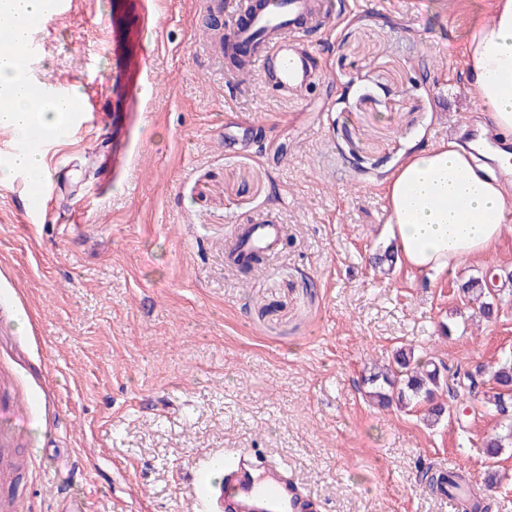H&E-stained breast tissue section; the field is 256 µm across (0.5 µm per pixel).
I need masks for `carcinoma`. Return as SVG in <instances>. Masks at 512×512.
Returning a JSON list of instances; mask_svg holds the SVG:
<instances>
[{"mask_svg": "<svg viewBox=\"0 0 512 512\" xmlns=\"http://www.w3.org/2000/svg\"><path fill=\"white\" fill-rule=\"evenodd\" d=\"M462 292L470 301L478 304V314L482 318H491L498 294L491 291L489 283L479 277L469 279ZM444 364H436L434 357L426 359L415 356L412 348H399L392 362L377 367L361 376V385L371 400L379 406L388 408L395 405L401 409H414L425 403L427 419L437 423L450 416L454 402L461 394L448 386L443 373ZM466 394L474 400L491 406V410L500 416H512V361L506 359L494 366L477 365L463 374ZM512 444V425L506 427V433L497 435L484 443L485 453L494 458L504 448ZM421 480L430 491L453 492L469 485V480L461 472L450 471L443 475L429 466L420 467Z\"/></svg>", "mask_w": 512, "mask_h": 512, "instance_id": "cac0c4a2", "label": "carcinoma"}]
</instances>
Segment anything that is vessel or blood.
Instances as JSON below:
<instances>
[{"label": "vessel or blood", "mask_w": 512, "mask_h": 512, "mask_svg": "<svg viewBox=\"0 0 512 512\" xmlns=\"http://www.w3.org/2000/svg\"><path fill=\"white\" fill-rule=\"evenodd\" d=\"M239 21L227 41L247 61L246 73L273 70L283 92L307 89L320 72L311 51L298 47L296 37L304 26L324 25L329 15L328 0H233ZM252 240L271 249L280 237L273 217L252 219L246 227ZM205 472L197 477L195 502L199 512H316L317 502L303 493L287 470L273 461L260 459L255 449L240 448L224 456L205 460ZM223 468L227 485L218 488L207 482V470Z\"/></svg>", "instance_id": "1"}]
</instances>
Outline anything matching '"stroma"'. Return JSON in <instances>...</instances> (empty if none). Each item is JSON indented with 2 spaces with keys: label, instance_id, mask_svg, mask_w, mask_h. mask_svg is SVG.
Here are the masks:
<instances>
[{
  "label": "stroma",
  "instance_id": "1",
  "mask_svg": "<svg viewBox=\"0 0 512 512\" xmlns=\"http://www.w3.org/2000/svg\"><path fill=\"white\" fill-rule=\"evenodd\" d=\"M487 4L341 0L300 34L323 74L292 98L231 73V15L207 0H81L31 35L33 77L93 112L49 135L40 184L0 181V446L31 458L0 475V512H193L200 462L235 448L287 464L318 512H461L421 488L433 460L497 474L490 512H512L483 403L429 426L356 388L400 347L452 371L512 354V222L444 270L369 262L393 241V172L483 118L462 49ZM116 30L146 55L133 87ZM258 215L282 240L244 279L229 254ZM488 273L478 322L461 285Z\"/></svg>",
  "mask_w": 512,
  "mask_h": 512
}]
</instances>
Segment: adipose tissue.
Listing matches in <instances>:
<instances>
[{"instance_id": "adipose-tissue-1", "label": "adipose tissue", "mask_w": 512, "mask_h": 512, "mask_svg": "<svg viewBox=\"0 0 512 512\" xmlns=\"http://www.w3.org/2000/svg\"><path fill=\"white\" fill-rule=\"evenodd\" d=\"M43 0H0L12 23L11 42L22 48ZM490 20L476 19L464 47L472 95L489 113L496 134L512 135V0H491ZM60 104L33 102L17 59L0 56V127L24 135L34 125L54 132ZM390 230L404 261L417 270H442L484 256L502 233L512 199L468 146L448 140L413 153L384 188Z\"/></svg>"}]
</instances>
